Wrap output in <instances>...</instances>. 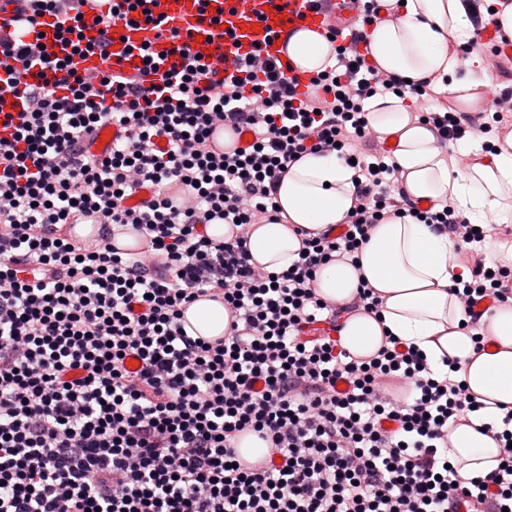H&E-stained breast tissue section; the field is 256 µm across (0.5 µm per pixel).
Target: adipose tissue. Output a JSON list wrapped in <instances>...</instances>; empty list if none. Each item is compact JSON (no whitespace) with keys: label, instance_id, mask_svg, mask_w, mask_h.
Listing matches in <instances>:
<instances>
[{"label":"adipose tissue","instance_id":"1","mask_svg":"<svg viewBox=\"0 0 512 512\" xmlns=\"http://www.w3.org/2000/svg\"><path fill=\"white\" fill-rule=\"evenodd\" d=\"M386 19L368 29L370 60L400 79L431 81L465 112H479L488 99L484 54L463 57L457 45L471 38L473 14L512 36V0H381ZM285 53L296 70L314 74L334 62L322 32L303 28L289 40ZM371 128L382 140H394V159L408 197L418 201L452 200L469 220L483 226L512 220V128H503L493 150L458 172L436 135L419 123L409 98L392 93L367 103ZM355 171L336 155L308 154L283 174L277 200L278 224H257L247 242L252 263L282 272L299 258L302 242L293 232L315 233L343 223L355 202ZM457 243L434 225L412 217L376 225L356 262L323 266L314 283L325 300L345 308L339 321L340 345L352 357L368 359L394 337L424 353L433 371L456 363L457 376L479 402L483 414H468L450 425L448 457L459 478L488 474L497 466L500 448L487 424H498L503 406L512 407V305L485 313L462 329V308L452 288L465 276L456 260ZM367 284L381 301L379 314L353 310L359 284ZM198 334L214 339L225 334L229 314L217 301L201 300L186 312ZM488 351L475 350L476 339Z\"/></svg>","mask_w":512,"mask_h":512}]
</instances>
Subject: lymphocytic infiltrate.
I'll list each match as a JSON object with an SVG mask.
<instances>
[{
	"instance_id": "lymphocytic-infiltrate-1",
	"label": "lymphocytic infiltrate",
	"mask_w": 512,
	"mask_h": 512,
	"mask_svg": "<svg viewBox=\"0 0 512 512\" xmlns=\"http://www.w3.org/2000/svg\"><path fill=\"white\" fill-rule=\"evenodd\" d=\"M99 4L68 31L97 30L103 52L134 5ZM361 4L363 27L303 92L254 56L217 93L192 62L148 87L112 74L94 83L70 60L0 40L1 56L61 74L50 89L13 72L31 109L18 123L0 117L10 132L0 136V512H512V409L495 435L499 468L459 480L444 423L482 408L463 382L399 342L362 361L335 338H300L338 316L314 288L322 266L416 209L462 246L466 316L488 298L512 303V267L487 263V228L450 202L418 208L378 146L365 102L402 83L370 63L366 27L381 6ZM411 96L444 144L512 123L511 89L484 122L435 102L428 81ZM107 122L123 135L93 154L86 142ZM217 123L234 137L249 131L251 144L217 151ZM307 152L355 159V204L339 232L303 239L299 260L274 275L251 264L250 227L280 223L282 168ZM140 186L150 198L127 206ZM89 210L101 217L98 239L70 238L67 225ZM216 220L236 224L230 241L208 236ZM120 234L145 251L117 248ZM24 264L50 280L29 283ZM202 299L227 309L224 337L186 331L184 310ZM247 433L274 462L237 467Z\"/></svg>"
}]
</instances>
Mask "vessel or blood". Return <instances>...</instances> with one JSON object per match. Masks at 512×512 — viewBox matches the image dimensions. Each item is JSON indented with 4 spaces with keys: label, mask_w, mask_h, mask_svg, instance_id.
Returning <instances> with one entry per match:
<instances>
[{
    "label": "vessel or blood",
    "mask_w": 512,
    "mask_h": 512,
    "mask_svg": "<svg viewBox=\"0 0 512 512\" xmlns=\"http://www.w3.org/2000/svg\"><path fill=\"white\" fill-rule=\"evenodd\" d=\"M332 2V10L315 12L307 0H142L133 22H116L108 56L90 49L71 54L70 59L80 74L96 77L112 71L137 77L147 86L192 61L202 65L210 82L218 86L244 56L279 60L284 53L279 40L286 28L343 27L360 13L357 0ZM168 25L188 29V40L158 37V27ZM65 29L60 16L29 28L18 23L13 9H0V39L20 36L28 44L57 53ZM27 109L22 86L1 80L0 111L18 118Z\"/></svg>",
    "instance_id": "1"
}]
</instances>
